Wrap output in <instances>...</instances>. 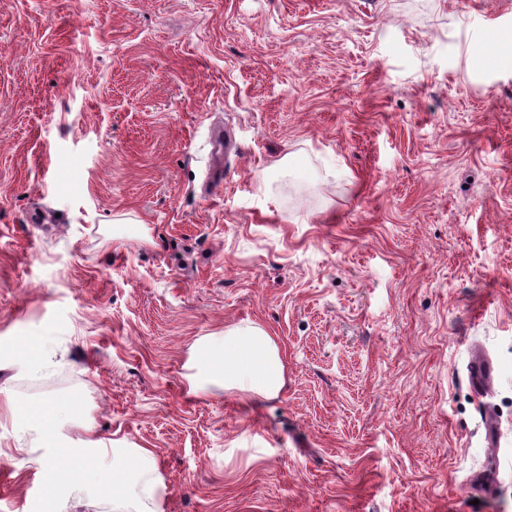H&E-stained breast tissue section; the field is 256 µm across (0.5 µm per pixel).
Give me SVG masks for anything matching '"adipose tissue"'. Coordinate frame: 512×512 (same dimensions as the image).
I'll use <instances>...</instances> for the list:
<instances>
[{
    "instance_id": "1",
    "label": "adipose tissue",
    "mask_w": 512,
    "mask_h": 512,
    "mask_svg": "<svg viewBox=\"0 0 512 512\" xmlns=\"http://www.w3.org/2000/svg\"><path fill=\"white\" fill-rule=\"evenodd\" d=\"M194 358L205 374L204 380L193 382L196 390L211 380L247 398L268 399L284 386L285 363L278 343L256 324L227 329L222 340L198 344ZM84 452L93 458L91 469L82 475L88 490L100 493L117 486L123 501L139 504V512H164V484L149 449L109 448L89 439Z\"/></svg>"
}]
</instances>
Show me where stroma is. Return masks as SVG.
<instances>
[{
  "label": "stroma",
  "instance_id": "35a3bbf8",
  "mask_svg": "<svg viewBox=\"0 0 512 512\" xmlns=\"http://www.w3.org/2000/svg\"><path fill=\"white\" fill-rule=\"evenodd\" d=\"M0 389V512H113L14 403L165 512H512V0H0ZM194 358L207 380L249 399L276 397L284 386L285 363L277 340L256 324L229 328L220 342L198 344ZM67 419L68 413L55 405H49L39 413H32L23 407H17L15 411V420L23 428H31L36 424H44L47 421H52L56 425V430L47 433L45 444L49 450V472L52 475V485L57 490L66 488L76 479L73 472L57 469L54 465L55 454L59 449L57 448L59 428L63 426ZM84 454L93 457L90 470L82 474L83 485L101 493L116 485L122 490L118 508L128 501L139 504L138 512H164L163 480L158 473L151 451L147 448H107L102 441L88 439Z\"/></svg>",
  "mask_w": 512,
  "mask_h": 512
}]
</instances>
